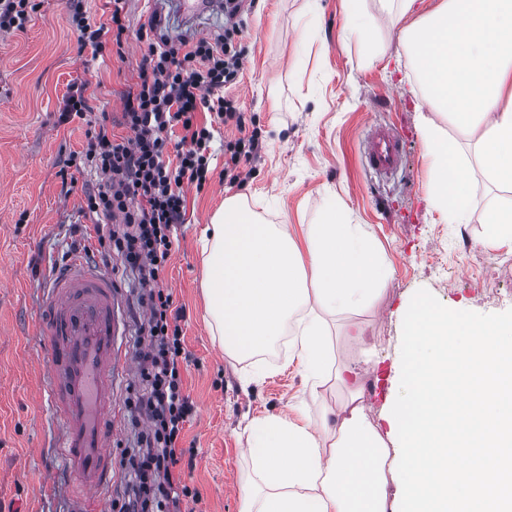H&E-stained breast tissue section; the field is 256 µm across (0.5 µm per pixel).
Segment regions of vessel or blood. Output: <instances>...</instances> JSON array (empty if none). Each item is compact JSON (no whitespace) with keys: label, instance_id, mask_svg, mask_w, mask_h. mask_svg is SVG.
<instances>
[{"label":"vessel or blood","instance_id":"vessel-or-blood-1","mask_svg":"<svg viewBox=\"0 0 512 512\" xmlns=\"http://www.w3.org/2000/svg\"><path fill=\"white\" fill-rule=\"evenodd\" d=\"M404 144L395 124L371 128L364 157L380 175L394 174ZM40 330L45 392L60 432L58 448L76 485L74 512H101L112 484V395L121 334L112 276L100 264L70 258L47 283Z\"/></svg>","mask_w":512,"mask_h":512}]
</instances>
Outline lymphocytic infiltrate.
Returning a JSON list of instances; mask_svg holds the SVG:
<instances>
[{
	"label": "lymphocytic infiltrate",
	"instance_id": "obj_1",
	"mask_svg": "<svg viewBox=\"0 0 512 512\" xmlns=\"http://www.w3.org/2000/svg\"><path fill=\"white\" fill-rule=\"evenodd\" d=\"M231 20L223 34L193 42L160 38L148 42L139 65V83L123 101V124L133 137L122 141L106 127L87 137L85 148L69 163L98 171L103 181L84 194V210L110 218L97 242L104 252H117L125 268L138 275L139 302L148 317L141 328L137 360L141 388L129 403L134 420H145L136 448L120 461L128 473L130 493L123 512H183L191 494L173 474L180 458L176 443L192 411L184 391L180 358L184 352L181 310L163 286L173 247V229L182 223L184 185L203 189L209 174L207 152L212 133L197 114L208 111L234 122L239 136L224 143V179L241 185L239 168L262 147L260 130H247L235 101L224 91L237 83L245 48L243 23L238 16L243 0H227ZM71 22L79 32L78 46L99 56L104 36L123 48L128 27L121 6H114L109 22L74 8ZM184 134L169 143L174 127ZM175 162H166L168 151Z\"/></svg>",
	"mask_w": 512,
	"mask_h": 512
}]
</instances>
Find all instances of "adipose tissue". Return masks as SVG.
Listing matches in <instances>:
<instances>
[{
    "label": "adipose tissue",
    "instance_id": "adipose-tissue-1",
    "mask_svg": "<svg viewBox=\"0 0 512 512\" xmlns=\"http://www.w3.org/2000/svg\"><path fill=\"white\" fill-rule=\"evenodd\" d=\"M404 37L429 109L480 133L469 159L423 119L429 198L450 223H468L480 164L499 190L484 240L512 242V0H444ZM202 253L209 325L225 356L266 350L302 311L295 357L319 407L314 419L251 422L241 512H512V322L413 301L400 361L405 393L390 407L393 456L351 367L336 363L324 320L376 294L387 270L372 240L331 207L300 245L287 225L263 223L231 198L204 229ZM331 380L344 391L332 405L319 392Z\"/></svg>",
    "mask_w": 512,
    "mask_h": 512
}]
</instances>
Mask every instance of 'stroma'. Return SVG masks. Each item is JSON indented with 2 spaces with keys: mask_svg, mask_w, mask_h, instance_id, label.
Listing matches in <instances>:
<instances>
[{
  "mask_svg": "<svg viewBox=\"0 0 512 512\" xmlns=\"http://www.w3.org/2000/svg\"><path fill=\"white\" fill-rule=\"evenodd\" d=\"M76 0H42L24 29L0 33V512H72L73 480L54 444L57 420L41 392L44 367L37 316L45 280L71 253L92 251L112 273L124 334L114 384L112 485L106 501L120 507L129 491L119 461L135 447L139 429L128 400L138 385L136 350L146 313L138 279L121 259L96 249V217L81 208L84 193L100 177L90 168L67 166L88 131L107 125L130 138L122 123V98L139 81L146 43L142 25L159 16L189 40L223 33V7L191 23L190 0H122L129 27L123 54L79 53L70 23ZM443 0H417L403 19L384 0H362L373 21L370 38L344 32L342 0H256L245 14L248 54L239 83L226 89L260 128L264 147L243 186L225 184L224 143L235 126L217 124L212 174L203 190L185 189L184 222L167 264L165 283L182 321L186 359L184 387L193 410L177 442L178 465L193 496L185 512H240L250 468L241 454L252 420L290 413L304 379L291 357L292 341L253 359L225 357L207 324L201 286L199 236L225 199L241 198L270 224L288 225L303 240L319 223L327 201L367 234L388 269L373 302L356 313L330 317L336 359L351 364L365 383L367 413L386 443H393L388 401L403 395L394 377L404 335V315L418 297L473 315L512 318V243L482 245L485 214L494 195L484 171L472 170L468 224L449 223L426 185L433 175L420 133L424 89L403 37L406 27ZM88 81L84 118L60 119L73 84ZM392 121L405 137L403 163L391 178L370 171L363 158L370 128ZM72 192H64V183ZM359 323L360 336L348 334Z\"/></svg>",
  "mask_w": 512,
  "mask_h": 512,
  "instance_id": "stroma-1",
  "label": "stroma"
}]
</instances>
